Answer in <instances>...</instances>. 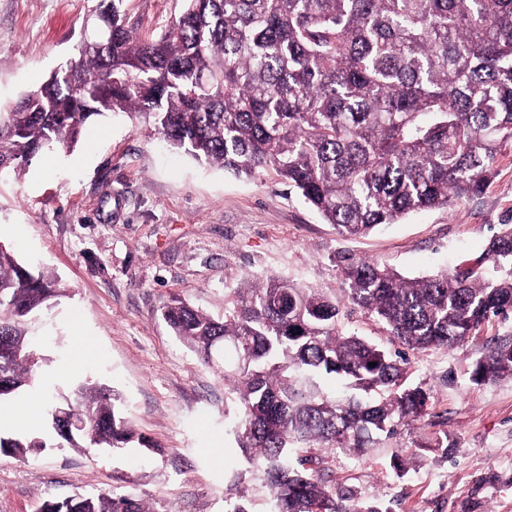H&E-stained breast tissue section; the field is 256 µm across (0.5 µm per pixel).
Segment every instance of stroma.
<instances>
[{"mask_svg": "<svg viewBox=\"0 0 512 512\" xmlns=\"http://www.w3.org/2000/svg\"><path fill=\"white\" fill-rule=\"evenodd\" d=\"M99 0H0V110L40 86L71 56ZM130 26L159 36L182 0H120ZM478 198L413 212L364 237H343L276 176L237 177L170 149L137 114L88 123L72 152L38 154L0 181V243L40 262L65 294L43 318L42 363L25 390L53 432L59 402L83 384L117 396L138 434L156 445L50 448L20 461L0 454V512H39L44 501L117 490L151 512H227L241 487L266 512L262 470L231 432L239 402L224 385V357L198 360L162 316L181 298L213 315L224 295L275 275L340 302V327L384 348L401 345L345 302L341 274L374 260L407 278L474 265L512 224V146ZM512 340V318L482 325L453 350L408 354V381L432 393L427 415L403 422L363 456L321 449V469L354 504L383 512H512V379L478 385L486 346ZM447 452L420 450L432 433ZM416 454L406 472L395 456Z\"/></svg>", "mask_w": 512, "mask_h": 512, "instance_id": "stroma-1", "label": "stroma"}]
</instances>
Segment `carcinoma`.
Segmentation results:
<instances>
[{
  "mask_svg": "<svg viewBox=\"0 0 512 512\" xmlns=\"http://www.w3.org/2000/svg\"><path fill=\"white\" fill-rule=\"evenodd\" d=\"M94 25L92 47L0 112V175L73 147L93 118L134 112L197 161L277 175L339 234L360 237L482 194L512 143V0H185L155 39L135 38L115 5ZM479 263L486 271L407 279L358 260L343 292L408 349L451 348L512 315L511 224ZM60 296L53 277L0 244V403L30 384L29 326ZM339 315L335 300L276 276L233 289L222 319L180 298L163 308L203 361L220 338L249 358L224 364V383L241 406L238 447L264 466L273 512H381L349 504L298 449L362 455L430 403L429 390L406 384L407 359L342 333ZM328 377L347 392L324 391ZM506 377L512 342L488 347L471 374L475 384ZM67 408L84 427L54 424L74 448L133 438L101 387H80ZM50 446L0 436V451L23 460ZM75 503L47 500L41 512H149L114 492Z\"/></svg>",
  "mask_w": 512,
  "mask_h": 512,
  "instance_id": "obj_1",
  "label": "carcinoma"
}]
</instances>
